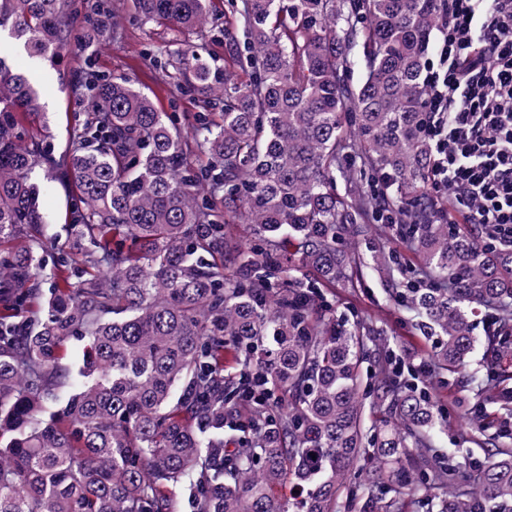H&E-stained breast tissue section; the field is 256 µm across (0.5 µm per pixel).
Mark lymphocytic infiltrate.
Returning a JSON list of instances; mask_svg holds the SVG:
<instances>
[{"mask_svg": "<svg viewBox=\"0 0 512 512\" xmlns=\"http://www.w3.org/2000/svg\"><path fill=\"white\" fill-rule=\"evenodd\" d=\"M426 134L449 211L512 245V0H439Z\"/></svg>", "mask_w": 512, "mask_h": 512, "instance_id": "lymphocytic-infiltrate-1", "label": "lymphocytic infiltrate"}]
</instances>
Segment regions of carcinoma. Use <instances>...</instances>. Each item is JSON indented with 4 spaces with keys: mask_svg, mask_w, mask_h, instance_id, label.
I'll list each match as a JSON object with an SVG mask.
<instances>
[{
    "mask_svg": "<svg viewBox=\"0 0 512 512\" xmlns=\"http://www.w3.org/2000/svg\"><path fill=\"white\" fill-rule=\"evenodd\" d=\"M209 2L137 0L139 27L196 35L142 53L172 96L200 104L181 127L87 61L73 82L87 119L57 156L20 119L46 121L36 85L0 55V512H174L184 486L192 512H512V435L488 433L477 411L462 435L494 451L466 470L430 443L448 425L434 380L468 367L475 305L477 395L507 404L512 391L499 364L512 356V247L448 223L429 179L437 0H228L222 66ZM80 13L81 51L105 28L124 37L109 0H0V37L53 65ZM39 170L79 191L50 264ZM383 211L406 220L425 287L375 238ZM361 237L367 257L348 248ZM368 257L399 275L394 299L432 341L425 374L403 377L407 358L328 298ZM75 336L88 340L84 382L63 396ZM365 363L383 413L370 427ZM472 323V335L477 338L476 348L473 355V362L469 367L470 371L481 370L483 369V339H484V313L481 311H477L475 314L471 316Z\"/></svg>",
    "mask_w": 512,
    "mask_h": 512,
    "instance_id": "1",
    "label": "carcinoma"
}]
</instances>
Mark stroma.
Segmentation results:
<instances>
[{"instance_id": "35a3bbf8", "label": "stroma", "mask_w": 512, "mask_h": 512, "mask_svg": "<svg viewBox=\"0 0 512 512\" xmlns=\"http://www.w3.org/2000/svg\"><path fill=\"white\" fill-rule=\"evenodd\" d=\"M116 14L121 28L128 30L129 37L122 42L113 41L111 36L99 38L93 62L96 70L108 75H123L143 89L153 99L159 110L183 115L199 111L200 106L192 98L185 97L172 101L168 85L155 76L142 62L141 52L153 45L177 44L184 42V34L163 24L151 26L146 32L135 30L132 19V0H118ZM5 54L16 65L39 72L44 101L49 117V132L56 153H64L69 147L70 133L81 122L87 110L82 98L74 95L70 84L74 74L84 65L81 51L63 54L58 66L30 62L12 47H5ZM42 204L49 216L45 226L44 246L55 251L66 238L65 226L70 221V201L76 192L75 185H62L53 180L41 183ZM336 311L339 314L358 313L370 318L382 332L381 339L390 348L411 353H423L427 345L414 328L416 317L407 308L395 301L385 271L367 265L363 269V283L355 288H340L336 291ZM442 409L448 418V425L435 429L431 443L440 454L458 462L485 461L487 451L473 442L461 438L459 430L468 421V409L475 403H482L494 427L512 432V412L503 409L501 403L488 399L478 401L473 384L466 378L451 382L440 391Z\"/></svg>"}]
</instances>
